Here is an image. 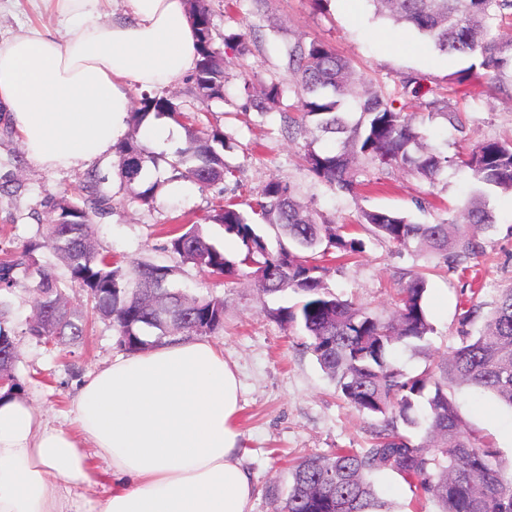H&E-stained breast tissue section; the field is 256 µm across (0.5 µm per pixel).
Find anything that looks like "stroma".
<instances>
[{
  "label": "stroma",
  "mask_w": 512,
  "mask_h": 512,
  "mask_svg": "<svg viewBox=\"0 0 512 512\" xmlns=\"http://www.w3.org/2000/svg\"><path fill=\"white\" fill-rule=\"evenodd\" d=\"M216 48L224 36L246 31L251 54L225 55L229 79L223 99L199 94L193 77H185L163 89L164 97L183 110L198 113L205 126L223 131L225 161L236 167L240 202L255 200L271 179L290 185L298 201L333 223L357 220L364 210H388L410 216L422 224L447 220L449 208L462 205L476 193H484L495 216L490 228L469 229L480 256L468 272L448 270L441 255L416 246L398 247L365 229L356 238L363 249L355 259L330 264L324 280L337 295L351 299L379 316L393 308L392 290L403 274L423 272L428 278L426 305L433 327L425 341L398 347L392 360L408 372H418L442 354L458 347V313L470 279L481 291L477 301L491 311L504 289L512 288V197L482 189L469 169L457 165L462 153L479 142L512 136V94L485 89L478 99L459 101L460 126L442 116L429 114L424 103L444 91L448 75L464 62L439 54L414 31L407 43L389 47L386 33L397 31L392 20L376 16L369 0H362L358 15H349L342 0H268L256 8L253 0H240L225 11V0H209ZM59 19L33 0H0V40L22 34L31 26L57 28ZM318 40L347 58L366 85L391 92L400 76L412 74L417 82L401 102L416 113L425 142L450 163L435 184L419 181L406 171L361 164V179L372 181L369 189L350 195L339 193L316 179L302 165L299 155L305 139L290 140L279 110L259 113L249 108V98L265 85L289 83L285 67L286 42ZM118 159L105 155L83 168L43 170L27 159L20 136L7 113L0 112V252H18L36 234L38 224L51 216L52 201L104 179L112 196V209L96 224L98 244L115 257L149 258L159 264L178 266L176 287L188 293L213 294L224 299V329L210 339L235 365L241 384L239 453L255 484L253 512H280L290 484L292 462L309 455H330L337 448H369L371 434L380 418L359 415L338 395L335 384L319 366L308 336L299 327L282 324L270 310L297 303L294 294H265L248 274L217 280L181 264L170 252L161 227L184 213L205 220L220 197L221 186L194 185L191 194H167V164L156 174L161 183L153 204L133 199L120 190L116 176ZM14 309L9 329L16 336L20 361L18 374L25 393L53 424L68 421L69 403L89 375L97 373L126 349L111 320H96L82 343L63 350L47 351L24 332L33 316L32 299L25 288L14 290ZM451 395L461 417L484 439L492 442L504 467L512 466V409L492 393L459 386ZM375 489L390 512H438L433 500L417 503L410 485L397 473L374 474Z\"/></svg>",
  "instance_id": "35a3bbf8"
}]
</instances>
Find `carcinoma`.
Masks as SVG:
<instances>
[{
	"instance_id": "1",
	"label": "carcinoma",
	"mask_w": 512,
	"mask_h": 512,
	"mask_svg": "<svg viewBox=\"0 0 512 512\" xmlns=\"http://www.w3.org/2000/svg\"><path fill=\"white\" fill-rule=\"evenodd\" d=\"M369 2L377 13L413 28L439 52L468 62L448 75L452 94L483 77L500 90L512 88V34L505 32L512 27V0ZM191 15L200 56L195 85L208 98L222 99L227 76L223 55L214 46L212 13L206 0H193ZM224 45L237 55L250 52L244 32L224 36ZM285 58L298 112L296 116L284 113L288 133L338 136L337 152L319 153L308 142L303 154L308 170L332 189L353 194L370 185L359 180L360 159L402 168L429 184L448 167V157L421 149L415 113L395 107L381 89L358 93L351 63L328 44L296 40L288 43ZM283 95V86L272 82L263 97L250 100V105L266 112L280 106ZM352 102L360 113L355 122L348 118ZM425 109L442 113L454 124L459 122L457 109L445 99L432 100ZM152 112L181 126L186 145L166 160L137 142L122 143L116 148L120 188L136 192L144 203L152 202L156 183L150 180L151 169L162 159L171 169L172 181L183 175L184 167L205 187L236 177V170L216 148L224 145L223 132L199 125L197 113L185 112L164 97L143 96L140 107L132 112L133 121L139 124ZM460 163L472 171L477 183L512 196V140H484ZM111 200L99 180L83 199L60 196L52 203L51 219L38 225L36 239L19 253L0 256V379L10 389L22 390L19 358L1 356L16 348L15 336L6 324L20 271L28 279L26 288L38 314L25 333L49 349L81 343L97 315L112 320L121 343L132 351L148 345L149 336L160 340L223 329L224 299L187 297L172 287L176 267L148 259H116L96 246V219L107 213ZM251 211L275 231L277 252L268 251L257 224L232 199L216 205L209 220L241 240L245 254L240 260L228 258L209 242L203 225L186 216L172 218L174 226L165 231L168 248L181 264L209 276L229 278L244 265L254 268L253 275L266 293L291 291L301 296L299 304L273 309L269 315L300 327L344 401L363 415L382 417L384 423L363 452L338 448L329 457L310 455L299 460L291 470L281 512H372L377 492L370 475L384 468L400 473L420 494L434 499L440 512H512V473L501 466L496 448L476 438L448 396L454 386H469L490 391L512 407V288L501 292L477 335L471 325L480 306L468 298L458 322L459 346L411 375L389 356L398 345L422 340L431 331L424 305L426 276L409 275L396 289L393 315L381 318L356 302L341 299L324 283L326 264L362 251V242L350 237L351 225L320 220L295 201L289 185L278 180L261 188ZM362 220L394 245L405 247L415 241L445 256L448 268L455 270L476 255L466 228L492 224L494 215L486 205L469 200L451 219L437 224L416 223L393 211H365ZM41 248L64 259V278L40 264L35 252ZM68 288L85 293L91 303L89 311L67 305ZM424 396L429 407L426 413L418 410ZM401 425L425 429L426 441L413 443L400 432Z\"/></svg>"
}]
</instances>
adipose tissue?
Wrapping results in <instances>:
<instances>
[{
	"instance_id": "obj_1",
	"label": "adipose tissue",
	"mask_w": 512,
	"mask_h": 512,
	"mask_svg": "<svg viewBox=\"0 0 512 512\" xmlns=\"http://www.w3.org/2000/svg\"><path fill=\"white\" fill-rule=\"evenodd\" d=\"M56 5L64 30L0 42V107L44 169L113 152L130 125L131 88L171 86L198 59L187 0ZM239 412L237 372L205 338L115 358L73 397L70 429L0 389V512H74L71 491L104 477L98 512H253Z\"/></svg>"
}]
</instances>
